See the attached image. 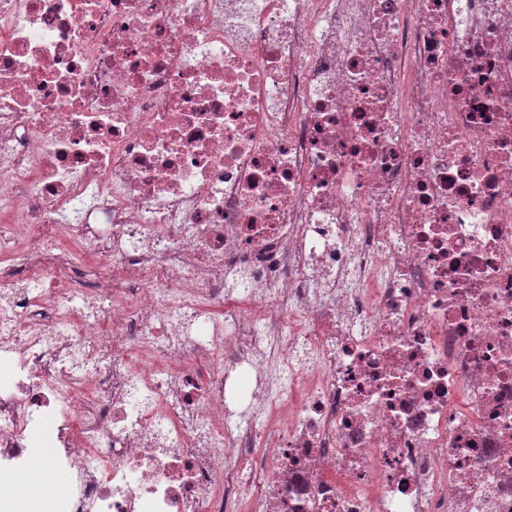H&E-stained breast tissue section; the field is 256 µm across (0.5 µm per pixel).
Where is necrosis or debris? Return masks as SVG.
Wrapping results in <instances>:
<instances>
[{"label":"necrosis or debris","instance_id":"necrosis-or-debris-1","mask_svg":"<svg viewBox=\"0 0 512 512\" xmlns=\"http://www.w3.org/2000/svg\"><path fill=\"white\" fill-rule=\"evenodd\" d=\"M0 360L56 512H512V0H0Z\"/></svg>","mask_w":512,"mask_h":512}]
</instances>
